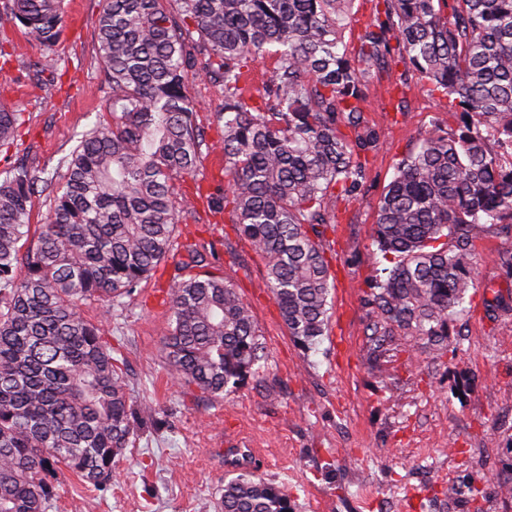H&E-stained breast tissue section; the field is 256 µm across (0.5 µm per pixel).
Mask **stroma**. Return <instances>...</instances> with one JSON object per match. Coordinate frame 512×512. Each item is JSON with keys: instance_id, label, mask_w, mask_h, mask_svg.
I'll list each match as a JSON object with an SVG mask.
<instances>
[{"instance_id": "obj_1", "label": "stroma", "mask_w": 512, "mask_h": 512, "mask_svg": "<svg viewBox=\"0 0 512 512\" xmlns=\"http://www.w3.org/2000/svg\"><path fill=\"white\" fill-rule=\"evenodd\" d=\"M101 6L62 0L54 48L61 77L49 88L25 70L39 47L8 31L0 100L23 123L14 143L0 147V173L21 163L56 166L83 131L109 121L94 25ZM448 118L446 100L424 83L402 96L382 83L372 88L365 122L380 139L361 152L363 186L339 204L325 235L334 291L329 334L313 348L290 337L264 286L262 257L227 216L198 202L182 235L204 244L233 280L265 346L259 373L232 392L216 398L172 381L162 353L166 280L143 282L108 315L84 305L85 318L120 348L136 404L159 414L116 460L105 491L52 476L57 497L48 512H87L92 496L97 512H216L240 448L257 474L288 493L293 512H512V270L499 256L506 236L492 226L478 242L477 288L449 322L447 347L400 329L378 347L369 332L368 283L385 264L373 243L380 196L398 159Z\"/></svg>"}]
</instances>
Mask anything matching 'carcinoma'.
I'll return each mask as SVG.
<instances>
[{"mask_svg": "<svg viewBox=\"0 0 512 512\" xmlns=\"http://www.w3.org/2000/svg\"><path fill=\"white\" fill-rule=\"evenodd\" d=\"M355 0H103L95 20L112 121L83 132L41 179L15 167L0 179V512H47L69 472L99 491L116 457L156 412L135 405L123 360L82 306L104 313L140 284L168 274L163 352L173 379L222 396L259 373L264 346L251 307L207 254L178 244L196 200L173 201L174 180L203 151L224 154L220 188L236 234L264 260V284L289 335H327L332 285L325 230L338 200L365 176L360 151L369 90L399 92L410 74L448 100L396 164L374 223L388 262L367 293L371 331L394 328L441 345L474 287L472 254L488 224H512V0H372L348 52ZM41 49L29 66L57 78L59 0H7L0 33L17 26ZM274 66L262 90L242 85L258 59ZM224 89L220 139L198 123L192 78ZM22 113L0 101V147ZM50 206L36 240L32 196ZM288 494L242 470L224 483L218 512H288Z\"/></svg>", "mask_w": 512, "mask_h": 512, "instance_id": "cac0c4a2", "label": "carcinoma"}]
</instances>
